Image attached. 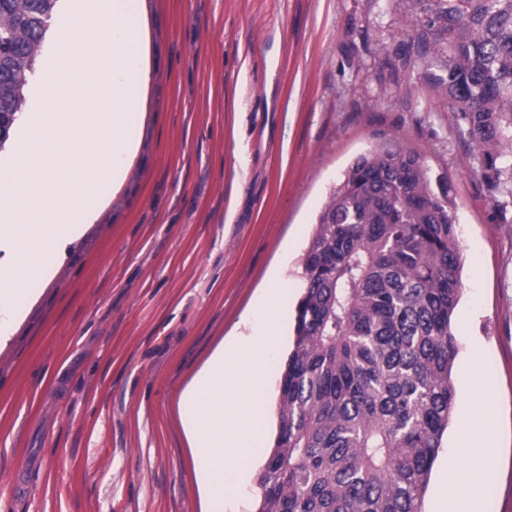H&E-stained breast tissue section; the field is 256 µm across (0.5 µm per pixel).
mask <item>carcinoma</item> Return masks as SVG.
<instances>
[{"label": "carcinoma", "mask_w": 512, "mask_h": 512, "mask_svg": "<svg viewBox=\"0 0 512 512\" xmlns=\"http://www.w3.org/2000/svg\"><path fill=\"white\" fill-rule=\"evenodd\" d=\"M424 77L468 124L483 177L512 156V0H411ZM57 0H0V113L21 112ZM462 248L421 156L358 158L304 254L278 433L255 512H423L453 419Z\"/></svg>", "instance_id": "carcinoma-1"}]
</instances>
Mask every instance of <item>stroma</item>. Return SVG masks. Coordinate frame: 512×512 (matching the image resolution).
I'll use <instances>...</instances> for the list:
<instances>
[{
    "label": "stroma",
    "instance_id": "obj_1",
    "mask_svg": "<svg viewBox=\"0 0 512 512\" xmlns=\"http://www.w3.org/2000/svg\"><path fill=\"white\" fill-rule=\"evenodd\" d=\"M151 75L122 188L66 243L0 344V512H202L179 402L221 343L256 338L270 278L281 336L266 406L330 191L385 146L444 177L463 250L456 411L497 408L483 470L512 512V176L473 158L427 83L409 0H144ZM21 493H13L14 483Z\"/></svg>",
    "mask_w": 512,
    "mask_h": 512
}]
</instances>
